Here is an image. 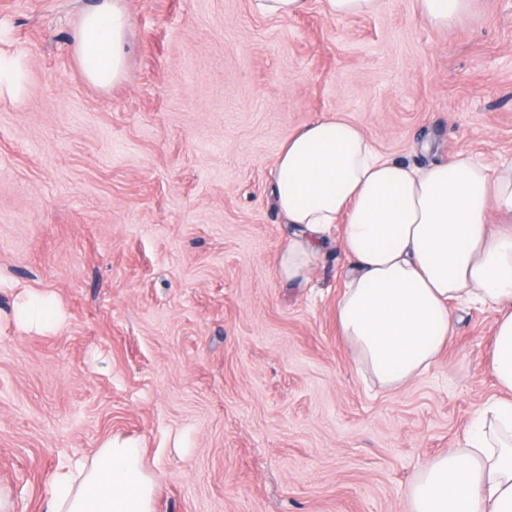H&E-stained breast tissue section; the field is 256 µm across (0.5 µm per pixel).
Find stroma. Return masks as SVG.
Masks as SVG:
<instances>
[{
	"mask_svg": "<svg viewBox=\"0 0 512 512\" xmlns=\"http://www.w3.org/2000/svg\"><path fill=\"white\" fill-rule=\"evenodd\" d=\"M99 0H0V487L40 512L55 469L134 439L155 512H406L423 466L498 392L495 315L453 311L428 374L364 382L336 325L346 258L287 284L270 167L341 113L381 154L512 160V0L447 29L416 0L337 20L310 0H127L131 52L102 89L72 49ZM55 322L22 328L31 298ZM256 11L277 18H292L307 11L310 0H252Z\"/></svg>",
	"mask_w": 512,
	"mask_h": 512,
	"instance_id": "35a3bbf8",
	"label": "stroma"
}]
</instances>
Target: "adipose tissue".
Wrapping results in <instances>:
<instances>
[{
    "label": "adipose tissue",
    "instance_id": "obj_1",
    "mask_svg": "<svg viewBox=\"0 0 512 512\" xmlns=\"http://www.w3.org/2000/svg\"><path fill=\"white\" fill-rule=\"evenodd\" d=\"M130 31L125 0H100L82 14L74 49L89 82L106 88L123 78ZM270 174L294 228L282 277L304 284L317 245L339 230L349 267L336 321L380 389L434 368L453 307L494 312L488 370L499 394L476 411L462 447L423 467L407 503L408 512H512V161L401 162L336 114L294 130ZM144 455L137 441L115 438L70 459L53 473L42 512H154Z\"/></svg>",
    "mask_w": 512,
    "mask_h": 512
}]
</instances>
